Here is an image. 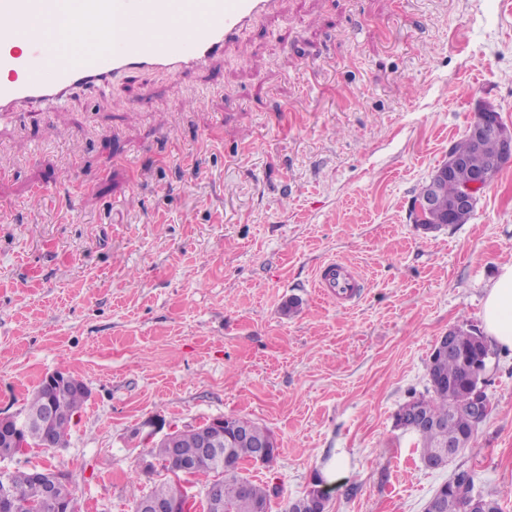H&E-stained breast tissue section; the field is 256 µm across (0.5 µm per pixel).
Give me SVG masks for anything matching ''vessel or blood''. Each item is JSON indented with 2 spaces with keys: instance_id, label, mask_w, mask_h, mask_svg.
Instances as JSON below:
<instances>
[{
  "instance_id": "b4317fda",
  "label": "vessel or blood",
  "mask_w": 512,
  "mask_h": 512,
  "mask_svg": "<svg viewBox=\"0 0 512 512\" xmlns=\"http://www.w3.org/2000/svg\"><path fill=\"white\" fill-rule=\"evenodd\" d=\"M84 31L111 46L71 63L50 60L36 21L40 0H0V115L59 104L75 93L136 71L176 75L204 67L263 17L278 0H75ZM25 42L18 51L16 42ZM320 287L337 297L357 295L361 283L338 262L322 266Z\"/></svg>"
}]
</instances>
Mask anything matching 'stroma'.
I'll return each instance as SVG.
<instances>
[{
	"instance_id": "35a3bbf8",
	"label": "stroma",
	"mask_w": 512,
	"mask_h": 512,
	"mask_svg": "<svg viewBox=\"0 0 512 512\" xmlns=\"http://www.w3.org/2000/svg\"><path fill=\"white\" fill-rule=\"evenodd\" d=\"M483 102L512 128V0H281L207 68L0 120V413L59 369L90 390L64 448L0 470L56 467L78 512H133L169 477L148 432L233 415L278 440L245 469L270 512L319 474L326 512H425L460 469L512 512L511 349L445 467L395 425L512 262V160L467 223L410 218ZM330 259L359 273L353 301L315 288Z\"/></svg>"
}]
</instances>
